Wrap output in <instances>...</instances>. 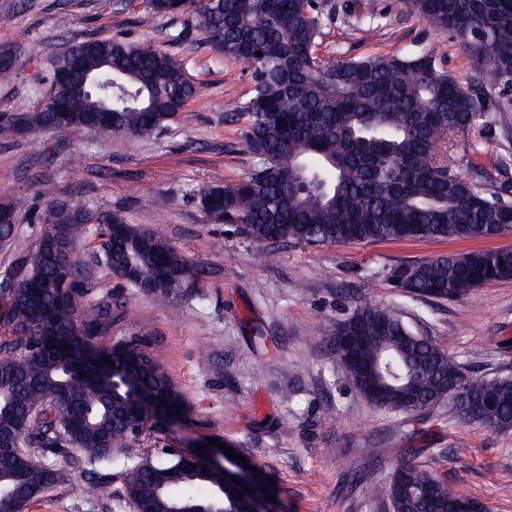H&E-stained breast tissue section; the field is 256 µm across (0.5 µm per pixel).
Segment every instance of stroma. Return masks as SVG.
Returning <instances> with one entry per match:
<instances>
[{"label": "stroma", "instance_id": "1", "mask_svg": "<svg viewBox=\"0 0 512 512\" xmlns=\"http://www.w3.org/2000/svg\"><path fill=\"white\" fill-rule=\"evenodd\" d=\"M330 2L336 15L319 42L320 57L408 56L432 46L450 74L482 85L487 109L502 101L501 86L406 0ZM185 24L159 17L152 27L140 26L115 0H0V49L14 57L10 81H0V113L32 111L50 85L49 56L88 38L153 45L181 63L198 88L157 137L0 138V196H24L29 204L18 215L14 240L0 246V272L35 250L45 230L44 185L54 186L56 199L92 213L75 249L86 291L78 307L111 297L121 314L98 344L144 338L189 406L178 423L149 420L127 453L154 457L166 448L186 450L197 439L230 441L274 481L277 512H390L384 501L371 499L367 485L386 482L401 461L412 459L456 495L482 502L486 512H512V428L462 422L446 403L410 416L374 408L325 354L329 321L364 301L390 303L466 373L512 378V278L454 300L406 296L388 280L400 264L512 249V232L321 248L291 244L266 261L256 243L213 223L195 195L201 186L229 184L252 170L242 143L245 123L224 110L227 101L250 97V71L206 44L171 42L170 33ZM507 148L512 130L477 127L462 136L448 161L466 176L480 171L512 200V166L497 164ZM115 213L164 236L202 270L197 296L161 303L97 264L103 220ZM256 323L263 339L254 336ZM112 469L111 499L87 503L83 473L69 468L28 512H132L120 464Z\"/></svg>", "mask_w": 512, "mask_h": 512}]
</instances>
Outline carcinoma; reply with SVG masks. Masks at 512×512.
Returning a JSON list of instances; mask_svg holds the SVG:
<instances>
[{
    "label": "carcinoma",
    "instance_id": "cac0c4a2",
    "mask_svg": "<svg viewBox=\"0 0 512 512\" xmlns=\"http://www.w3.org/2000/svg\"><path fill=\"white\" fill-rule=\"evenodd\" d=\"M411 11L440 34H451L483 67L492 65L512 91V0H407ZM188 16L191 29L224 61L252 70L254 89L225 112L246 123L243 144L252 173L233 183L198 189L201 208L216 224L264 247L276 258L288 243L332 246L407 238L464 239L512 231V201L491 185L468 178L442 159L457 137L474 127L512 125V99L488 115L480 93L448 76L430 47L409 56H372L329 62L317 53L331 12L316 0H153L138 13L142 26L158 17ZM263 55H257V52ZM100 64L97 85L83 88L70 71L59 98L69 125L91 121L90 100L112 105L97 128L106 137H151L169 126L197 92L183 66L147 45L87 39L70 45ZM71 133L51 106L39 112L0 113V134L24 138ZM69 220L49 206L46 230L34 252L0 279V323L18 339L0 357V512L32 501L72 465L85 470L83 489L112 498L105 471L114 450L135 439L151 406L187 412L182 392L160 361L134 340L102 351L95 343L112 324V300L75 304L76 263L48 257L74 248L92 215L81 207ZM107 238L96 261L144 295L172 303L192 294L199 272L167 239L106 218ZM512 278V250L439 255L389 271L392 287L436 300L460 298L486 283ZM368 339L358 366L344 361L337 337L351 326ZM326 349L352 387L373 406L414 414L449 398L459 417L489 429L512 427V380L465 374L430 338L412 331L390 305L362 303L329 326ZM111 363H104V359ZM167 405H159L160 400ZM125 495H138L145 512L190 510L224 492L223 512H248L233 487L215 472L169 452L142 464L125 456ZM390 512H465L478 502L445 497L425 465L406 460L390 480L371 486Z\"/></svg>",
    "mask_w": 512,
    "mask_h": 512
}]
</instances>
